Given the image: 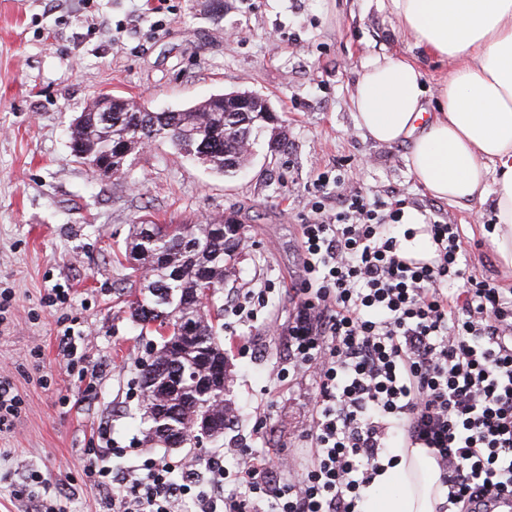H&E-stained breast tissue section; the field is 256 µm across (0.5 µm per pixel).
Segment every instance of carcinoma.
<instances>
[{
	"label": "carcinoma",
	"mask_w": 512,
	"mask_h": 512,
	"mask_svg": "<svg viewBox=\"0 0 512 512\" xmlns=\"http://www.w3.org/2000/svg\"><path fill=\"white\" fill-rule=\"evenodd\" d=\"M251 97L249 112L228 111L224 95L217 94L178 112H146L127 102L107 117L91 111L90 101L80 113L81 123L71 126V155L92 168L112 160L113 179L119 180L138 147L166 141L229 176L250 161L258 131L278 127L268 100L254 93ZM242 229L235 211L227 218L182 224H158L144 216L132 224L126 241L136 284L131 316L161 340L154 359L141 368L143 399L175 410L170 423L185 443H192L189 430L202 413H211L221 429L233 413L224 395L197 397L194 386L198 378L219 374L216 361L227 357L212 317L213 296L232 272ZM188 324L194 326L193 339L182 344Z\"/></svg>",
	"instance_id": "cac0c4a2"
}]
</instances>
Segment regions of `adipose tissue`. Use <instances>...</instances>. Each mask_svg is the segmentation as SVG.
Listing matches in <instances>:
<instances>
[{"label": "adipose tissue", "instance_id": "adipose-tissue-1", "mask_svg": "<svg viewBox=\"0 0 512 512\" xmlns=\"http://www.w3.org/2000/svg\"><path fill=\"white\" fill-rule=\"evenodd\" d=\"M427 55L448 63L425 108L422 73L405 57L366 65L352 100L359 131L404 144L414 178L455 205L495 194L491 243L512 268V0H389ZM365 491L362 512H435L447 492L424 448H401Z\"/></svg>", "mask_w": 512, "mask_h": 512}]
</instances>
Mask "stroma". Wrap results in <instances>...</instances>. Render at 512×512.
Returning <instances> with one entry per match:
<instances>
[{"label": "stroma", "instance_id": "stroma-1", "mask_svg": "<svg viewBox=\"0 0 512 512\" xmlns=\"http://www.w3.org/2000/svg\"><path fill=\"white\" fill-rule=\"evenodd\" d=\"M383 55L416 61L434 107L447 66L415 46L387 0H223L218 13L212 0H166L158 12L150 0H0V367L21 401L0 428V512H29L45 499L64 512H109L83 482L105 424L126 451L110 457L113 472L185 453L143 444L139 366L159 339L128 308L125 242L141 215L179 224L238 210L244 249L215 301L265 292L256 318L219 315L236 421L196 448L201 457L242 442L292 451L310 427L317 383L277 381L287 350L266 322L287 317L288 291L301 285L299 226L319 177L356 181L372 196L395 188L409 211L441 213L459 225L472 274L512 288V269L486 230L493 195L470 206L435 199L411 174L406 146L356 128V82ZM235 90L267 98L287 137L274 153L259 134L237 174L156 142L134 155L124 179L103 182L71 155L70 127L99 94L163 112ZM54 288L68 300L46 306ZM67 323L87 336L82 364L93 391L66 367L59 338ZM33 471L41 480L31 500H14L12 485Z\"/></svg>", "mask_w": 512, "mask_h": 512}]
</instances>
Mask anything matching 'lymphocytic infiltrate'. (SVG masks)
<instances>
[{"label": "lymphocytic infiltrate", "instance_id": "obj_1", "mask_svg": "<svg viewBox=\"0 0 512 512\" xmlns=\"http://www.w3.org/2000/svg\"><path fill=\"white\" fill-rule=\"evenodd\" d=\"M317 191L301 226L303 283L274 326L288 350L278 381H317L305 451L230 448L201 469L148 458L118 475L91 463L84 474L112 512H361L399 448L433 456L447 489L436 512H483L512 493V289L468 273L458 225L414 227L396 194L341 179ZM421 234L433 250L416 257Z\"/></svg>", "mask_w": 512, "mask_h": 512}]
</instances>
